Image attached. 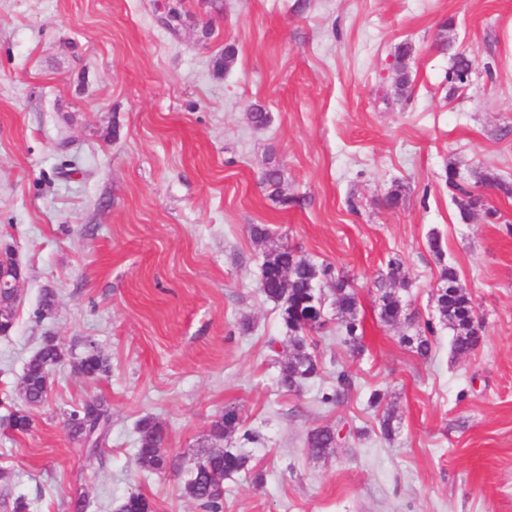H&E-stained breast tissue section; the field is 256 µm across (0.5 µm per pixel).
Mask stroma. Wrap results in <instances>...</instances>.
Wrapping results in <instances>:
<instances>
[{"label": "stroma", "mask_w": 512, "mask_h": 512, "mask_svg": "<svg viewBox=\"0 0 512 512\" xmlns=\"http://www.w3.org/2000/svg\"><path fill=\"white\" fill-rule=\"evenodd\" d=\"M297 2L0 0V248L24 267L0 335L11 399L0 417L23 407L21 376L44 337L67 350L31 431L0 429V483L32 512H72L80 494L87 512H115L132 493L156 512H198L182 475L228 405L244 427L231 444L264 483L226 481L224 512H512V196L483 180L512 184V0ZM173 7L175 35L160 22ZM228 45L236 62L215 76ZM461 51L474 69L456 92L447 76ZM257 105L266 126L249 119ZM273 166L277 198L262 181ZM451 167L480 199L465 217ZM254 224L357 292L361 356L328 325L319 374L297 393L276 384L288 334L258 290ZM396 257L413 322L388 326L376 285ZM446 266L482 325L467 356L439 322ZM48 289L55 307L41 318ZM427 323L422 357L401 337ZM91 344L109 366L96 380L75 370ZM340 363L355 388L323 403ZM92 397L111 416L95 456L63 424ZM145 418L166 431L165 470L138 463ZM323 426L342 438L315 458L307 435Z\"/></svg>", "instance_id": "obj_1"}]
</instances>
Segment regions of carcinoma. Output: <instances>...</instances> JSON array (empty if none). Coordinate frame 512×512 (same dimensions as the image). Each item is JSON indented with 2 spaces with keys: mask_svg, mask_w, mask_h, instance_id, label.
<instances>
[{
  "mask_svg": "<svg viewBox=\"0 0 512 512\" xmlns=\"http://www.w3.org/2000/svg\"><path fill=\"white\" fill-rule=\"evenodd\" d=\"M235 60L236 49L228 45L213 60V69L220 74L230 69ZM322 275L330 276V269L318 268L284 244H272L264 251L258 288L262 295L278 304L280 320L288 332L291 346L289 353L279 361L277 376V384L286 392L299 390L318 372V362L310 348L314 345L312 334L320 332L325 323L310 310L321 298V291L316 285ZM398 286L407 287L408 277L403 263L391 259L386 278L377 285L379 319L390 326L409 319L406 305L396 291ZM331 303L343 330L342 344L353 356L361 353L362 329L358 319L357 294L349 278L336 276ZM437 303L440 322L453 331V352L457 355L474 352L481 341L480 325L475 319L472 299L451 267L442 269ZM16 307L17 299L11 289H0V309L7 312V317L0 319V335H7L12 330ZM429 334H434V329L427 322L425 330L404 335L401 341L424 357L430 350ZM64 358L62 343L52 336L45 337L41 347L27 360L21 377L20 392L27 406H37L45 401L47 377L51 368ZM77 370L86 377H96L106 372V365L98 350L90 345L79 360ZM335 382L333 396H323V402L336 401L354 387L352 375L343 365L336 366ZM5 422L19 433H26L33 426L29 411L23 408L11 410ZM107 422V410L99 398L87 400L65 414V425L70 435L95 449L100 447L107 434ZM240 426L238 410L225 407L224 413L211 423L210 446L194 453L193 467L184 476L182 490L184 496L193 500L202 512H223L224 482L250 471V457L237 448L224 445V438L235 433ZM336 436V429L330 426L313 430L306 442L308 453L314 457L326 454L336 447ZM165 438V429L160 423L151 419L141 421L138 462L142 467L159 471L166 466ZM117 512H155L154 503L142 494H131L119 505Z\"/></svg>",
  "mask_w": 512,
  "mask_h": 512,
  "instance_id": "obj_1",
  "label": "carcinoma"
}]
</instances>
